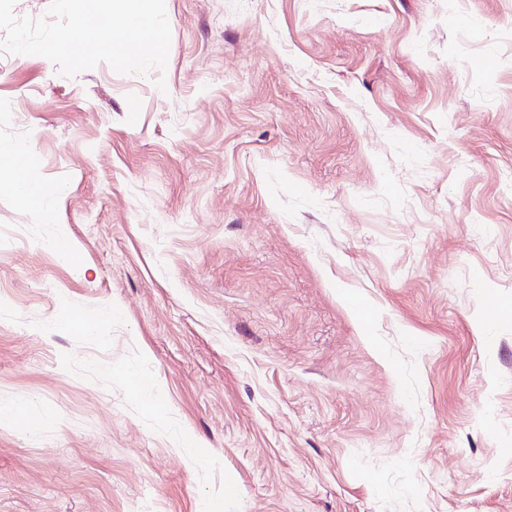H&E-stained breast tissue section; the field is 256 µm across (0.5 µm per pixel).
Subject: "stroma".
<instances>
[{"label":"stroma","mask_w":512,"mask_h":512,"mask_svg":"<svg viewBox=\"0 0 512 512\" xmlns=\"http://www.w3.org/2000/svg\"><path fill=\"white\" fill-rule=\"evenodd\" d=\"M166 12L0 55V512H512V0ZM16 152L25 153L30 161L29 168L27 170L17 169L12 161V155L4 156L0 158V168L5 167L13 172V180L11 182L12 187L18 192L20 186H26V194L22 195V199L27 206H40L43 201V189L35 175V163L34 157L30 151L26 148L18 149Z\"/></svg>","instance_id":"stroma-1"}]
</instances>
